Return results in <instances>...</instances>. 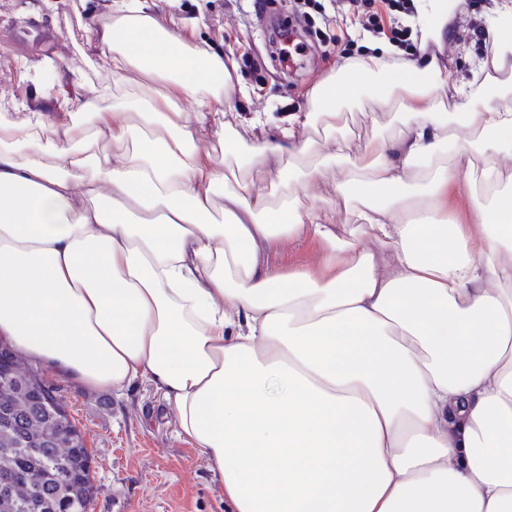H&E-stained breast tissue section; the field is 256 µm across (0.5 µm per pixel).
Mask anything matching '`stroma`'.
Instances as JSON below:
<instances>
[{
  "label": "stroma",
  "instance_id": "obj_1",
  "mask_svg": "<svg viewBox=\"0 0 512 512\" xmlns=\"http://www.w3.org/2000/svg\"><path fill=\"white\" fill-rule=\"evenodd\" d=\"M494 0H460L448 19L442 45L429 51L448 71V80L469 86L475 62L491 51L485 18ZM159 11L175 10L196 26L201 38L223 54L231 65L224 98L231 109L229 128L245 141L273 133L281 118L309 108L316 84L350 59L384 46L378 37L336 40L338 27L332 0H320L310 19L316 36H301L295 72L282 69L279 19L294 20L293 0H160ZM81 0L32 19L21 11L20 0H0V102L37 103L44 87L33 67L52 58L63 70L80 69L94 75L95 64L80 50ZM340 130L351 155H360L377 135L395 137L403 114L381 108L363 95L344 109ZM267 118L265 129H254V115ZM480 170L460 177L448 189V219L469 221L472 195L482 193ZM71 421L84 432L92 453L94 495L88 512H226L224 491L208 472L205 460L179 436L175 416L160 392L145 382L122 393L94 391L63 377L47 374Z\"/></svg>",
  "mask_w": 512,
  "mask_h": 512
}]
</instances>
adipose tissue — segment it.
Returning a JSON list of instances; mask_svg holds the SVG:
<instances>
[{
    "label": "adipose tissue",
    "instance_id": "1",
    "mask_svg": "<svg viewBox=\"0 0 512 512\" xmlns=\"http://www.w3.org/2000/svg\"><path fill=\"white\" fill-rule=\"evenodd\" d=\"M153 7L86 10L97 95L70 69L36 108L0 111V337L91 389L152 385L229 512H512V89L449 112L435 57L368 55L245 147L226 133L223 57ZM487 24L481 66L500 72L512 7ZM134 72L162 92L141 103ZM366 89L400 102L402 133L356 159L334 140L299 172L307 186L369 171L336 186L357 223L344 239L315 203L255 192L243 172L304 155L300 128L335 132ZM117 93L135 122H116ZM477 166L469 223L438 220ZM285 239L319 241V265L269 264Z\"/></svg>",
    "mask_w": 512,
    "mask_h": 512
}]
</instances>
